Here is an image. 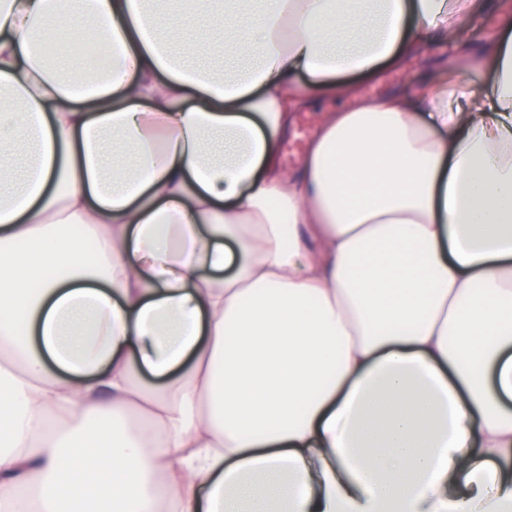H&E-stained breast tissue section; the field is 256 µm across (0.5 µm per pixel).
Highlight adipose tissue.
<instances>
[{
  "label": "adipose tissue",
  "instance_id": "adipose-tissue-1",
  "mask_svg": "<svg viewBox=\"0 0 512 512\" xmlns=\"http://www.w3.org/2000/svg\"><path fill=\"white\" fill-rule=\"evenodd\" d=\"M483 8L0 0V512H512V16L486 88L346 80ZM349 104L350 102L345 99L321 95L313 98L306 108L296 112L295 121L288 137L281 141L279 147L280 161L285 170L292 171L296 167L308 142L315 135L316 119L320 114L318 111L323 108H335Z\"/></svg>",
  "mask_w": 512,
  "mask_h": 512
}]
</instances>
